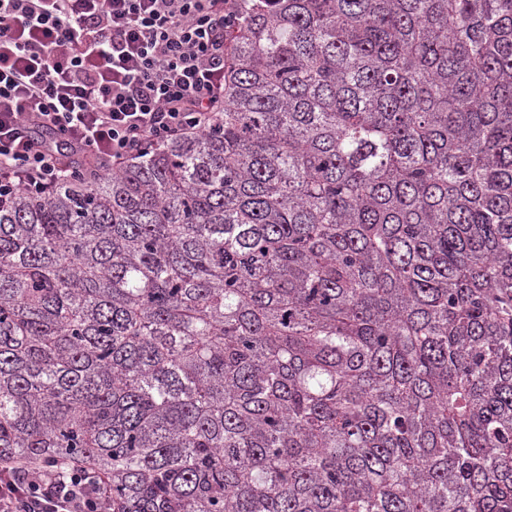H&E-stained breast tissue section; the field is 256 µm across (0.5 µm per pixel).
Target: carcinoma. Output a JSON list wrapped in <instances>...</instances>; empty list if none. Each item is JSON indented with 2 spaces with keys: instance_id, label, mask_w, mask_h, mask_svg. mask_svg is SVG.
Listing matches in <instances>:
<instances>
[{
  "instance_id": "carcinoma-1",
  "label": "carcinoma",
  "mask_w": 512,
  "mask_h": 512,
  "mask_svg": "<svg viewBox=\"0 0 512 512\" xmlns=\"http://www.w3.org/2000/svg\"><path fill=\"white\" fill-rule=\"evenodd\" d=\"M223 119L0 197V454L112 512H512V0H235Z\"/></svg>"
}]
</instances>
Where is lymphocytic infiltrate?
Returning a JSON list of instances; mask_svg holds the SVG:
<instances>
[{
  "mask_svg": "<svg viewBox=\"0 0 512 512\" xmlns=\"http://www.w3.org/2000/svg\"><path fill=\"white\" fill-rule=\"evenodd\" d=\"M232 0H0V188L49 191L67 154L117 171L224 110ZM76 460L0 457V512H107Z\"/></svg>",
  "mask_w": 512,
  "mask_h": 512,
  "instance_id": "f902f5d3",
  "label": "lymphocytic infiltrate"
}]
</instances>
